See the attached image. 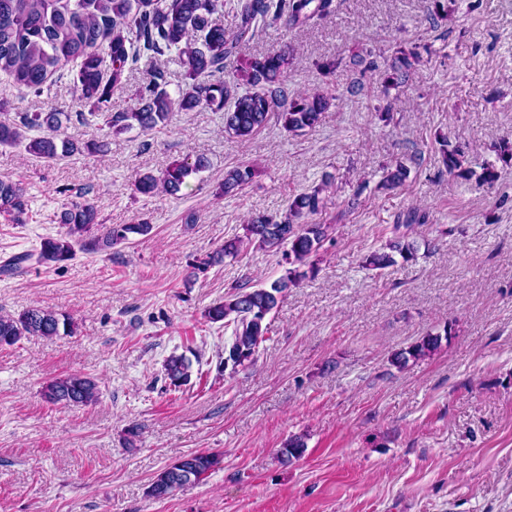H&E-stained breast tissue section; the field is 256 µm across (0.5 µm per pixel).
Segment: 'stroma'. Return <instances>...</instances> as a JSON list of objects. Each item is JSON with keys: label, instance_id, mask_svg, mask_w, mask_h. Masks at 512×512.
Here are the masks:
<instances>
[{"label": "stroma", "instance_id": "obj_1", "mask_svg": "<svg viewBox=\"0 0 512 512\" xmlns=\"http://www.w3.org/2000/svg\"><path fill=\"white\" fill-rule=\"evenodd\" d=\"M435 2L334 0L316 24L269 28L239 48L242 62L288 49L289 92L334 95L303 135L272 121L232 138L206 107L110 135L101 118L80 119L71 73L38 95L0 75V122L53 107L72 115L62 137L109 141L106 155L50 161L0 146V178L21 182L27 200L23 223L0 215V262L57 235L73 201L95 203L98 235L151 226L60 268L0 275V312L38 306L78 326L0 348V512H512V167L480 187L448 175L439 153L445 137L492 163L495 145L512 141V0H443L444 18ZM418 44L426 51L410 78L387 82L397 48ZM327 59L340 62L334 75L318 67ZM156 70L178 97L177 55L145 57L110 112L133 109ZM188 155L208 166L176 196L135 193L139 176ZM399 163L407 180L380 189ZM242 164L254 165L251 182L217 197L225 170ZM325 178L335 187L313 220L333 232L318 274L289 288L254 363L225 374L232 330L205 312L231 286L278 278L281 256L252 247L198 278L190 262ZM412 210L425 217L417 260L366 268ZM448 323L437 354L391 364ZM174 353L191 361L178 388L164 372ZM69 373L95 378L99 400L46 402V382ZM293 435L306 449L288 461ZM197 451L222 454L221 467L168 498L147 496L161 469Z\"/></svg>", "mask_w": 512, "mask_h": 512}]
</instances>
